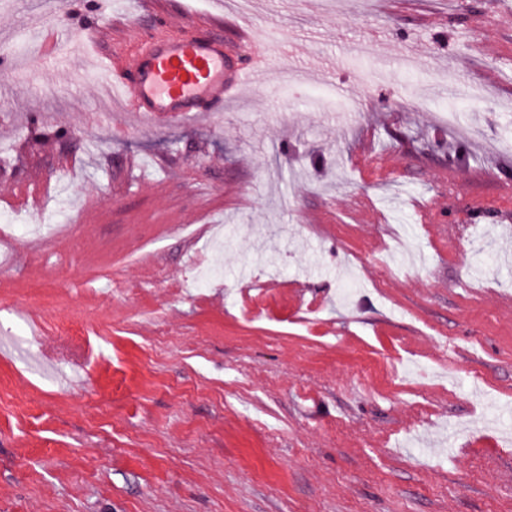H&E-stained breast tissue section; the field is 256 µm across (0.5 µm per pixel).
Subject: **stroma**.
<instances>
[{
	"mask_svg": "<svg viewBox=\"0 0 512 512\" xmlns=\"http://www.w3.org/2000/svg\"><path fill=\"white\" fill-rule=\"evenodd\" d=\"M143 12L0 0V512H512V0H251L262 86L88 126ZM90 35L86 36V39ZM85 40L75 39L70 42L65 49L61 52V42L59 40V44L57 47V43L54 40V36L49 35L48 40L50 42L51 47L55 50V53L48 54L49 56H59L61 57V63L64 65L62 71H66L68 73V77L73 79L76 82H80L83 79V72L80 68L79 61L83 57L84 51V43Z\"/></svg>",
	"mask_w": 512,
	"mask_h": 512,
	"instance_id": "stroma-1",
	"label": "stroma"
}]
</instances>
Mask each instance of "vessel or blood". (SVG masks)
Wrapping results in <instances>:
<instances>
[{"instance_id":"1","label":"vessel or blood","mask_w":512,"mask_h":512,"mask_svg":"<svg viewBox=\"0 0 512 512\" xmlns=\"http://www.w3.org/2000/svg\"><path fill=\"white\" fill-rule=\"evenodd\" d=\"M254 34L227 38L221 27L188 21L178 32L164 25L140 31L129 47L113 50L105 67L107 91H119L126 106L145 120L192 119L223 109L245 82L260 83L266 58ZM84 42L61 54L64 71L81 81Z\"/></svg>"}]
</instances>
